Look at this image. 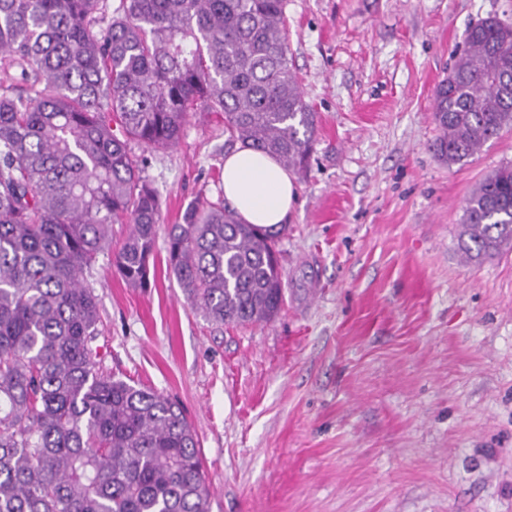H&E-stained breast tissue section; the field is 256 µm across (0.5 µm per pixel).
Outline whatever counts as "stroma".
I'll use <instances>...</instances> for the list:
<instances>
[{
  "mask_svg": "<svg viewBox=\"0 0 512 512\" xmlns=\"http://www.w3.org/2000/svg\"><path fill=\"white\" fill-rule=\"evenodd\" d=\"M489 17L512 24V0H287L315 143L272 321H208L161 245L148 287L108 253L88 275L106 369L184 408L209 512H512V247L479 264L457 248L466 197L512 165V127L450 165L431 114ZM131 148L167 225L217 198L232 146L197 111L175 147Z\"/></svg>",
  "mask_w": 512,
  "mask_h": 512,
  "instance_id": "1",
  "label": "stroma"
}]
</instances>
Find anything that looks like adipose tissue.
Here are the masks:
<instances>
[{"label":"adipose tissue","mask_w":512,"mask_h":512,"mask_svg":"<svg viewBox=\"0 0 512 512\" xmlns=\"http://www.w3.org/2000/svg\"><path fill=\"white\" fill-rule=\"evenodd\" d=\"M222 188L244 222L262 227L283 224L296 203L288 172L274 158L247 148L226 155Z\"/></svg>","instance_id":"ef3b65f1"}]
</instances>
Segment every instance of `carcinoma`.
<instances>
[{"instance_id":"carcinoma-1","label":"carcinoma","mask_w":512,"mask_h":512,"mask_svg":"<svg viewBox=\"0 0 512 512\" xmlns=\"http://www.w3.org/2000/svg\"><path fill=\"white\" fill-rule=\"evenodd\" d=\"M106 2L0 0V512H209L180 404L100 370L97 297L81 276L126 222L113 267L148 285L161 203L129 141L173 147L199 106L289 170L313 152L286 0H119L110 18ZM431 112L450 165L512 126L511 25L469 29ZM463 211L466 261L512 244V166ZM280 234L221 196L198 199L166 227L169 271L211 321L267 322L284 303Z\"/></svg>"}]
</instances>
